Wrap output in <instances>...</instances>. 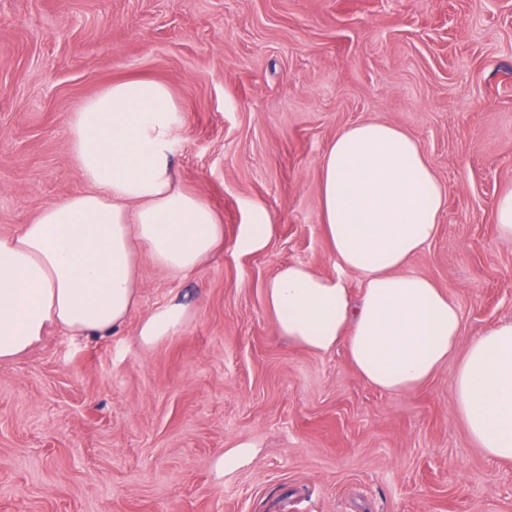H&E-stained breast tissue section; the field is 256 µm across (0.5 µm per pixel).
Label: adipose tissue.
Instances as JSON below:
<instances>
[{"label": "adipose tissue", "mask_w": 512, "mask_h": 512, "mask_svg": "<svg viewBox=\"0 0 512 512\" xmlns=\"http://www.w3.org/2000/svg\"><path fill=\"white\" fill-rule=\"evenodd\" d=\"M182 126L169 89L151 79L112 84L71 113L69 155L88 189L0 236V362L53 330L90 337L123 326L139 305L140 257L185 275L223 246L219 215L175 169ZM319 166V214L338 272L278 267L265 286L278 333L315 353L345 345L358 374L389 393L421 386L457 358L453 416L488 458L511 463L512 322L457 355L459 307L405 269L434 239L446 195L420 142L387 121L361 122L337 134ZM347 271L361 278L360 298ZM188 316L171 300L140 321L136 340L154 346Z\"/></svg>", "instance_id": "ef3b65f1"}]
</instances>
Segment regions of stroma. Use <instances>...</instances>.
Instances as JSON below:
<instances>
[{
    "mask_svg": "<svg viewBox=\"0 0 512 512\" xmlns=\"http://www.w3.org/2000/svg\"><path fill=\"white\" fill-rule=\"evenodd\" d=\"M165 84L183 111L174 164L224 219L197 271L141 259L138 308L109 336L56 332L0 363V512H512V463L451 413L457 362L423 386L367 384L345 347L280 336L279 266L335 273L319 160L384 119L419 140L447 190L408 271L460 309L459 350L512 320V0H0V235L85 190L69 115L113 82ZM263 249L237 247L252 204ZM178 299L154 347L141 319ZM255 456L220 474L224 450ZM496 224L500 238L507 243L512 242V190L503 194L496 207ZM189 316L187 305L178 299L151 311L139 323L136 340L142 347H152L176 335Z\"/></svg>",
    "mask_w": 512,
    "mask_h": 512,
    "instance_id": "stroma-1",
    "label": "stroma"
}]
</instances>
